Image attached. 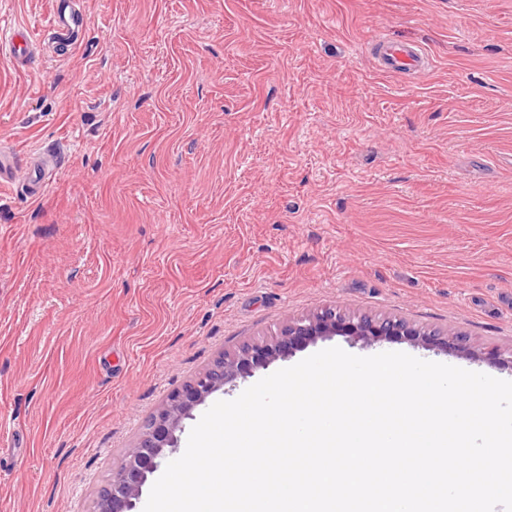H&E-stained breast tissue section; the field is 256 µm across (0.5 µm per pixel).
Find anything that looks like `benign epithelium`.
<instances>
[{
    "label": "benign epithelium",
    "instance_id": "obj_1",
    "mask_svg": "<svg viewBox=\"0 0 512 512\" xmlns=\"http://www.w3.org/2000/svg\"><path fill=\"white\" fill-rule=\"evenodd\" d=\"M335 335L350 336L366 343L402 336L428 347L472 354L467 339L460 334L441 336L397 319L360 316L345 320L336 314L335 309L326 308L290 321L273 343L249 345L232 356L219 358L211 368L172 397L170 404L152 418L146 434L128 450L126 463L112 483V496L105 500L102 512H132L147 474L157 468L164 449L174 447L175 432L183 419L207 396L250 374L256 367L266 366L319 338Z\"/></svg>",
    "mask_w": 512,
    "mask_h": 512
}]
</instances>
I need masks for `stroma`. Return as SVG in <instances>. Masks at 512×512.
Wrapping results in <instances>:
<instances>
[{"label":"stroma","instance_id":"stroma-1","mask_svg":"<svg viewBox=\"0 0 512 512\" xmlns=\"http://www.w3.org/2000/svg\"><path fill=\"white\" fill-rule=\"evenodd\" d=\"M0 0L37 39L0 57V512H94L152 416L220 356L333 308L465 335L475 357L328 336L209 406L339 347L512 368V0ZM383 36L428 70L376 67ZM58 156L39 198L26 159ZM69 0H53L52 11L47 31L56 39L55 42L70 45L78 18L71 9Z\"/></svg>","mask_w":512,"mask_h":512}]
</instances>
